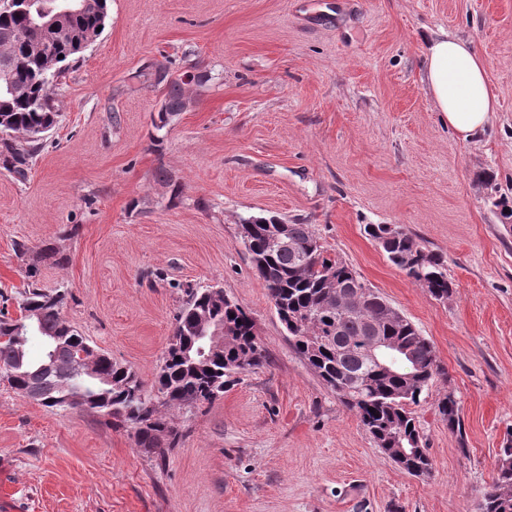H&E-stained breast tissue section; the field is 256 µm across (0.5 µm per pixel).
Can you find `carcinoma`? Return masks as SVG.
I'll return each instance as SVG.
<instances>
[{
	"mask_svg": "<svg viewBox=\"0 0 512 512\" xmlns=\"http://www.w3.org/2000/svg\"><path fill=\"white\" fill-rule=\"evenodd\" d=\"M93 12L67 20L69 35L59 37L49 30H32L29 41L19 39L28 29L24 12L0 13V72L9 76L19 89L16 95L0 92V163L24 182L42 143L29 139V132L53 122L58 117L53 92L61 85L70 62L82 52L80 39L105 27L109 0H95ZM47 44L56 57V81L43 72L39 56L30 49L31 42ZM155 80L165 87V100L159 120H167L186 108V81L174 77L169 68L159 64ZM273 216H252L243 220L241 234L251 255L252 266L263 281L279 320L288 322L289 336L296 352L328 389L338 394L355 411L363 429L384 453L395 441L416 452L403 459L404 470L430 465L423 454V436L409 405L420 401L434 380L442 374L434 345L405 317H386L390 303L377 290L365 285L342 260L332 257L308 224L287 225L288 240L311 257L305 272L297 270L300 259L288 249L270 254L266 251V233L275 226ZM365 233L376 240L388 260L427 289L436 300H446L452 293L447 264L440 253L423 248L413 236L396 224H367ZM333 273L341 291H362L364 304L355 315L327 308L326 274ZM67 291L48 294L28 285L21 309L36 314L24 336L17 337L15 319H0V378L20 394L36 385L47 395L41 405L56 410L80 408L108 416L126 425L144 414L155 420V431L137 430L136 445L143 452L164 459L163 447H173L178 432L173 414L191 411L214 401L224 393L228 379L250 373L266 362L265 349L255 335V323L241 305L224 300L215 288L188 289L187 299L175 316L174 335L183 349L163 357L152 391L130 368L112 361L106 353L92 348L88 339L69 324L61 309ZM208 316L230 326L224 334V354L202 360L196 356L201 345L196 333L200 317ZM379 323L377 335L389 338L402 350V358L391 373H378L366 364L362 349L371 339L366 323ZM32 336L41 340L38 357L31 356L28 343ZM85 353L97 358L92 374H76L73 364ZM86 396L84 401L67 399L69 391ZM438 413L447 422L448 431L461 433L460 405L453 393L438 403ZM512 433L507 434L503 452L496 464V476L484 492L482 512H512Z\"/></svg>",
	"mask_w": 512,
	"mask_h": 512,
	"instance_id": "cac0c4a2",
	"label": "carcinoma"
}]
</instances>
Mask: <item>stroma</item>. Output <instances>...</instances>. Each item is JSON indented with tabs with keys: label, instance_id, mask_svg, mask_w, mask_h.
<instances>
[{
	"label": "stroma",
	"instance_id": "35a3bbf8",
	"mask_svg": "<svg viewBox=\"0 0 512 512\" xmlns=\"http://www.w3.org/2000/svg\"><path fill=\"white\" fill-rule=\"evenodd\" d=\"M441 32L472 41L498 100L472 140L424 87L423 40ZM160 63L209 76L164 126ZM57 104L27 181L0 168V312L20 316L30 280L66 287L63 317L149 388L184 288L218 284L268 361L175 414L162 461L131 428L0 381L13 512H477L512 432V229L494 205L512 200V0H110ZM256 215L310 225L433 342L444 374L412 408L428 477L383 454L294 351L241 238ZM368 224L444 254L448 300ZM449 393L458 434L437 410Z\"/></svg>",
	"mask_w": 512,
	"mask_h": 512
}]
</instances>
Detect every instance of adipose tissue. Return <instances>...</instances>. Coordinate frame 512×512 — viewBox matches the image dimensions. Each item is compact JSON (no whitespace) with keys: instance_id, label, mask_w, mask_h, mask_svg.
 I'll use <instances>...</instances> for the list:
<instances>
[{"instance_id":"ef3b65f1","label":"adipose tissue","mask_w":512,"mask_h":512,"mask_svg":"<svg viewBox=\"0 0 512 512\" xmlns=\"http://www.w3.org/2000/svg\"><path fill=\"white\" fill-rule=\"evenodd\" d=\"M425 61V87L443 121L461 138L478 137L496 106L485 61L446 32L427 40Z\"/></svg>"}]
</instances>
